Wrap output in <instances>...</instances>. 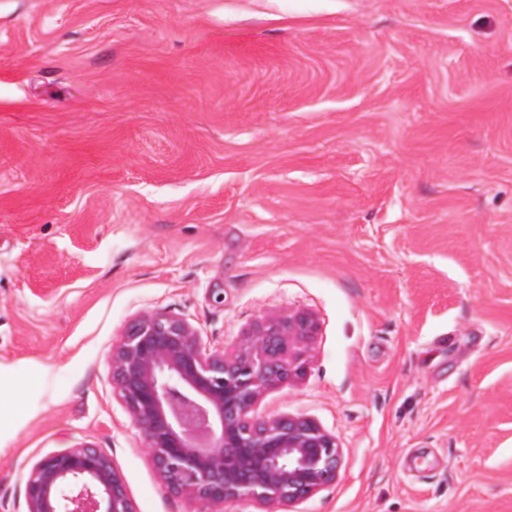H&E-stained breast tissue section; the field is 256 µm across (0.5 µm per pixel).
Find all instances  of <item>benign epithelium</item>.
Returning <instances> with one entry per match:
<instances>
[{
    "instance_id": "benign-epithelium-1",
    "label": "benign epithelium",
    "mask_w": 512,
    "mask_h": 512,
    "mask_svg": "<svg viewBox=\"0 0 512 512\" xmlns=\"http://www.w3.org/2000/svg\"><path fill=\"white\" fill-rule=\"evenodd\" d=\"M304 311L254 323L236 348L210 352L184 318L132 320L112 349V383L168 490L205 504L302 503L339 475L342 448L314 420L256 414L267 390L306 372L317 334ZM27 512H137L111 459L92 443L31 469Z\"/></svg>"
}]
</instances>
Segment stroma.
<instances>
[{
  "label": "stroma",
  "instance_id": "1",
  "mask_svg": "<svg viewBox=\"0 0 512 512\" xmlns=\"http://www.w3.org/2000/svg\"><path fill=\"white\" fill-rule=\"evenodd\" d=\"M209 350L304 310L335 483L168 492L112 387L137 316ZM0 512L91 443L138 512H512V0H0Z\"/></svg>",
  "mask_w": 512,
  "mask_h": 512
}]
</instances>
